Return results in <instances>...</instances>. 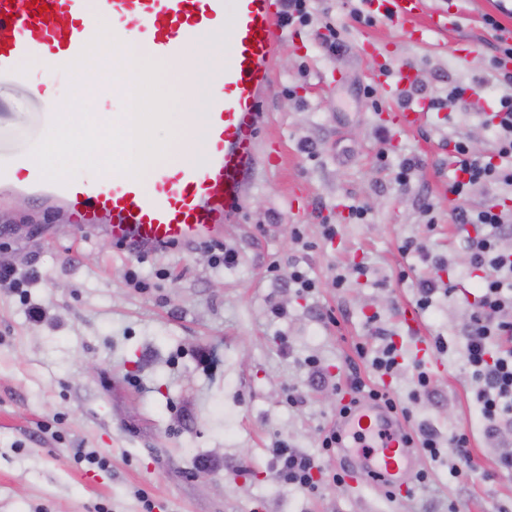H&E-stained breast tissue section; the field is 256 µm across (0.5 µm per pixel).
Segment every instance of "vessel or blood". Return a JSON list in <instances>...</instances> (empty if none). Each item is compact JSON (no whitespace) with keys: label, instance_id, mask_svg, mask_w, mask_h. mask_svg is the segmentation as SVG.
<instances>
[{"label":"vessel or blood","instance_id":"obj_1","mask_svg":"<svg viewBox=\"0 0 512 512\" xmlns=\"http://www.w3.org/2000/svg\"><path fill=\"white\" fill-rule=\"evenodd\" d=\"M112 33L147 24L146 51L178 62L196 37L229 21L230 52L221 73L222 93L208 104L206 148L194 162L159 171L150 181L121 175L79 176L65 185L42 181L26 155L0 153V190L27 192L70 209L78 228L99 230L131 256H151L218 238L238 210L260 160L262 103L272 90L271 64L283 44L281 0H104ZM371 12L407 24L410 33L446 30L444 12L428 29L414 26L422 0H369ZM89 0H0V79H23L22 61L34 59L66 79L89 41ZM338 431L380 433L369 469L392 483L408 458L399 423L379 405L360 402L337 422Z\"/></svg>","mask_w":512,"mask_h":512}]
</instances>
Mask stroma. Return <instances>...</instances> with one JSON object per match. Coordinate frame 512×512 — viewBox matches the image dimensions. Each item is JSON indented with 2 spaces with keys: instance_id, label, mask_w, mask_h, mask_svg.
<instances>
[{
  "instance_id": "1",
  "label": "stroma",
  "mask_w": 512,
  "mask_h": 512,
  "mask_svg": "<svg viewBox=\"0 0 512 512\" xmlns=\"http://www.w3.org/2000/svg\"><path fill=\"white\" fill-rule=\"evenodd\" d=\"M356 3L313 0L308 24L283 28L274 93L262 107L263 156L218 240L236 252L235 264L217 263L201 243L136 259L105 235L59 222L44 201L0 195V267L30 278L21 294L0 285V512H512V473L499 466L512 453V427L488 434L463 358L480 279L467 269L448 196L449 141L477 137L480 155H491L482 118L504 88L464 103L446 97L486 75L497 40L484 18L512 30V0H425L426 12H448L450 27L418 42L386 19L347 26ZM329 24L342 29L336 56L320 46ZM401 62L414 65L425 94L445 100L407 132L388 119L398 96L378 107L361 93L380 65ZM22 69L26 84L0 81L1 150L24 147L42 124L28 90L42 73L29 61ZM406 159L417 168L402 187L395 174ZM356 206L365 220L353 217ZM326 224L339 225L334 240L324 239ZM298 232L308 250L295 244ZM425 237L449 259L456 292L436 295L412 331L399 311L412 307L429 267L399 245ZM292 259L319 280L317 292L289 285ZM358 262L366 275L333 287L336 271ZM275 307L283 317L272 316ZM386 334L401 357L382 377L356 348L379 347ZM438 335L446 352L431 346ZM419 363L432 386L414 401ZM353 370L393 391L410 427L443 438L467 430L477 475H456L447 458L417 451L396 476L395 499L365 472L336 486L333 474L359 451L327 454L320 440L349 399ZM278 439L317 458V492L282 483L271 454ZM88 452L101 464L88 463ZM421 470L428 488L407 496Z\"/></svg>"
}]
</instances>
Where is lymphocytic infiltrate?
<instances>
[{
	"mask_svg": "<svg viewBox=\"0 0 512 512\" xmlns=\"http://www.w3.org/2000/svg\"><path fill=\"white\" fill-rule=\"evenodd\" d=\"M512 58V44L501 41L490 69L497 81L508 86L483 123L496 137L491 158L472 154L465 141H454L449 147L455 177L448 185V194L455 207L454 223L480 225L479 233L463 239L471 271L481 275V291L472 304L471 321L466 330L463 357L476 386V400L487 422L489 432L512 426V251L503 248L505 238L512 236V210L497 203L475 209L469 199L476 187L494 186L512 192V71L506 70L502 57ZM409 446L420 448L431 459L449 454L455 473L469 471L470 438L458 430L448 439L420 427L408 435ZM272 452L277 459L284 484L316 491L319 482L314 477L317 464L314 458L290 448L286 442H276Z\"/></svg>",
	"mask_w": 512,
	"mask_h": 512,
	"instance_id": "1",
	"label": "lymphocytic infiltrate"
}]
</instances>
